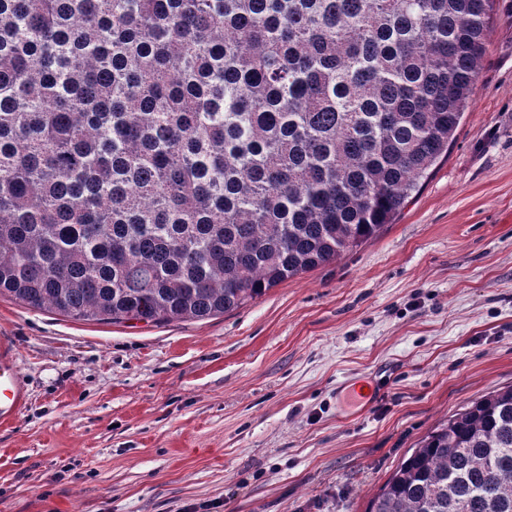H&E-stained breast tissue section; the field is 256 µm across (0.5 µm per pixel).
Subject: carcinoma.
Returning <instances> with one entry per match:
<instances>
[{
	"mask_svg": "<svg viewBox=\"0 0 512 512\" xmlns=\"http://www.w3.org/2000/svg\"><path fill=\"white\" fill-rule=\"evenodd\" d=\"M494 0H0V296L234 311L391 223L448 156ZM368 512H512V386Z\"/></svg>",
	"mask_w": 512,
	"mask_h": 512,
	"instance_id": "cac0c4a2",
	"label": "carcinoma"
}]
</instances>
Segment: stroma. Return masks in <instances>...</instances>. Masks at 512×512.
Wrapping results in <instances>:
<instances>
[{
    "label": "stroma",
    "instance_id": "1",
    "mask_svg": "<svg viewBox=\"0 0 512 512\" xmlns=\"http://www.w3.org/2000/svg\"><path fill=\"white\" fill-rule=\"evenodd\" d=\"M445 161L357 250L240 309L101 323L0 297L27 404L0 512H366L512 385V0Z\"/></svg>",
    "mask_w": 512,
    "mask_h": 512
}]
</instances>
